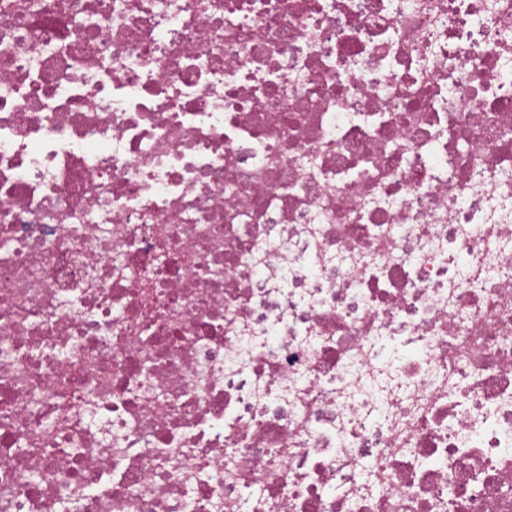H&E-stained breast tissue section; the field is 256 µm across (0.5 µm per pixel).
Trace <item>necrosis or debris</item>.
<instances>
[{"label": "necrosis or debris", "instance_id": "necrosis-or-debris-1", "mask_svg": "<svg viewBox=\"0 0 512 512\" xmlns=\"http://www.w3.org/2000/svg\"><path fill=\"white\" fill-rule=\"evenodd\" d=\"M0 512H512V0H0Z\"/></svg>", "mask_w": 512, "mask_h": 512}]
</instances>
